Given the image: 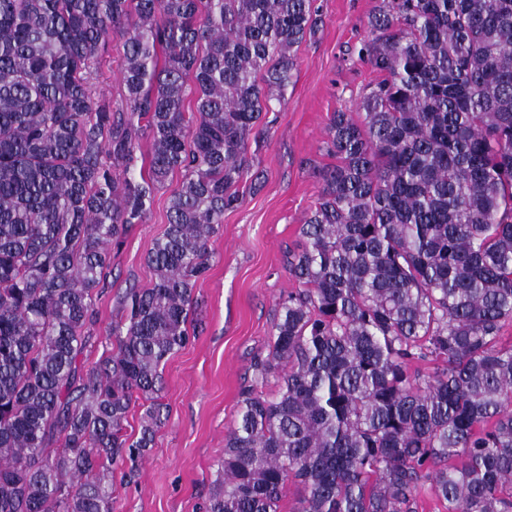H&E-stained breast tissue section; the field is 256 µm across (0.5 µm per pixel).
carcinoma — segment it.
I'll use <instances>...</instances> for the list:
<instances>
[{
	"label": "carcinoma",
	"instance_id": "cac0c4a2",
	"mask_svg": "<svg viewBox=\"0 0 512 512\" xmlns=\"http://www.w3.org/2000/svg\"><path fill=\"white\" fill-rule=\"evenodd\" d=\"M313 0H0V512H112ZM207 512H512V0H380ZM120 39L124 105L93 92ZM150 142L147 173L133 174ZM182 181L92 366L112 247ZM418 362L432 364L423 374ZM275 378L268 399L257 386ZM146 404L137 437L125 432Z\"/></svg>",
	"mask_w": 512,
	"mask_h": 512
}]
</instances>
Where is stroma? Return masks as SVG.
<instances>
[{
	"label": "stroma",
	"mask_w": 512,
	"mask_h": 512,
	"mask_svg": "<svg viewBox=\"0 0 512 512\" xmlns=\"http://www.w3.org/2000/svg\"><path fill=\"white\" fill-rule=\"evenodd\" d=\"M378 3L315 0L318 25L297 50L293 82L248 146L260 178L242 184L240 202L225 211L212 239V267L196 285L195 315L203 330L166 363L158 398L163 424L133 475L115 476L112 512H204L224 435L237 420L242 389L253 380L251 364L267 355L279 303L293 287L286 252L320 191V170L336 162L324 148L330 118L355 109L375 78L358 50ZM181 180L171 175L146 223L112 249L110 286L94 299L89 361L111 350L126 288L152 284L145 257L165 231L168 199Z\"/></svg>",
	"instance_id": "35a3bbf8"
}]
</instances>
